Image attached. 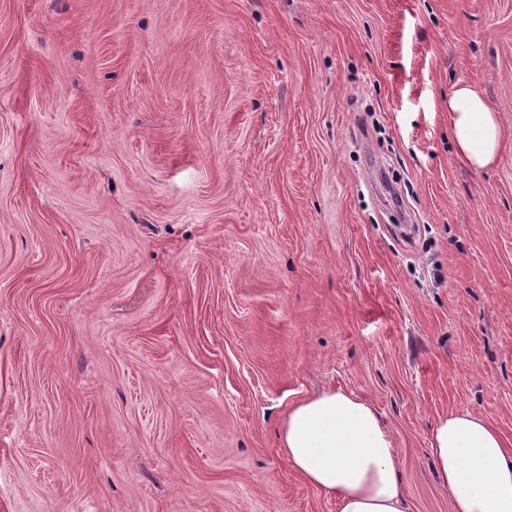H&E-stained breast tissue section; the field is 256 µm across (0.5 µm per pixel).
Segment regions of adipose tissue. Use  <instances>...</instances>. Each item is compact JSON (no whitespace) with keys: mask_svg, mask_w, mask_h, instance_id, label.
Wrapping results in <instances>:
<instances>
[{"mask_svg":"<svg viewBox=\"0 0 512 512\" xmlns=\"http://www.w3.org/2000/svg\"><path fill=\"white\" fill-rule=\"evenodd\" d=\"M448 109L457 154L475 168L492 164L504 132L479 90L456 84ZM278 441L301 480L336 499L340 512H412L392 436L370 402L333 388L305 397L280 420ZM429 455L452 512H512V448L485 419L467 411L440 417Z\"/></svg>","mask_w":512,"mask_h":512,"instance_id":"adipose-tissue-1","label":"adipose tissue"}]
</instances>
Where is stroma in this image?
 Returning <instances> with one entry per match:
<instances>
[{"label":"stroma","instance_id":"35a3bbf8","mask_svg":"<svg viewBox=\"0 0 512 512\" xmlns=\"http://www.w3.org/2000/svg\"><path fill=\"white\" fill-rule=\"evenodd\" d=\"M328 387L413 512L440 415L512 445V0H0V512H340L277 448ZM452 116V138L457 154L470 166L492 164L504 140L502 125L471 83L456 84L448 99Z\"/></svg>","mask_w":512,"mask_h":512}]
</instances>
